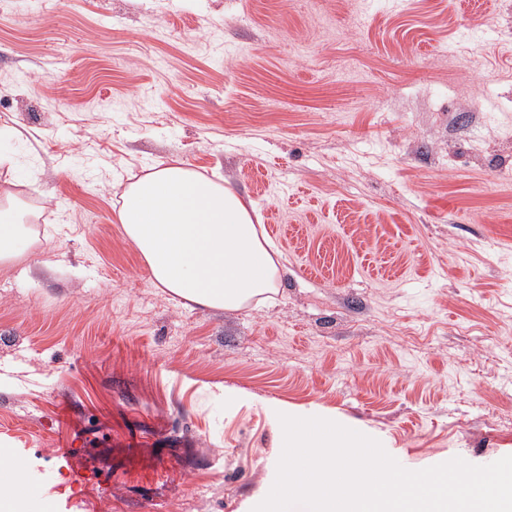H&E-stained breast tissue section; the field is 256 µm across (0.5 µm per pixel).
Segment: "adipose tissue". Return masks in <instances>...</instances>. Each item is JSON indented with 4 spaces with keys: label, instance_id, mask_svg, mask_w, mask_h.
Listing matches in <instances>:
<instances>
[{
    "label": "adipose tissue",
    "instance_id": "ef3b65f1",
    "mask_svg": "<svg viewBox=\"0 0 512 512\" xmlns=\"http://www.w3.org/2000/svg\"><path fill=\"white\" fill-rule=\"evenodd\" d=\"M117 212L154 281L197 306L235 310L277 291L278 264L252 218L251 201L233 187L181 163L156 164L127 187ZM29 216L11 191L0 193V263L22 255Z\"/></svg>",
    "mask_w": 512,
    "mask_h": 512
}]
</instances>
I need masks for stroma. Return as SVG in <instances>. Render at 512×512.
Masks as SVG:
<instances>
[{
  "label": "stroma",
  "instance_id": "obj_1",
  "mask_svg": "<svg viewBox=\"0 0 512 512\" xmlns=\"http://www.w3.org/2000/svg\"><path fill=\"white\" fill-rule=\"evenodd\" d=\"M251 200L261 305L153 281L125 187ZM0 448L57 512H252L279 414L512 455V0H0ZM29 213L22 212L16 196L9 190L1 191L0 203V263H8L22 256L20 227L30 223Z\"/></svg>",
  "mask_w": 512,
  "mask_h": 512
}]
</instances>
